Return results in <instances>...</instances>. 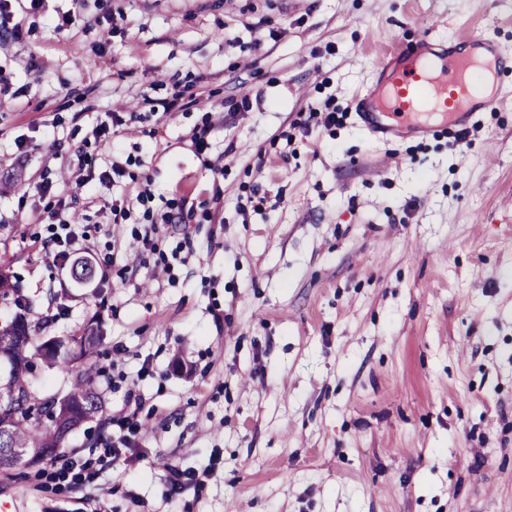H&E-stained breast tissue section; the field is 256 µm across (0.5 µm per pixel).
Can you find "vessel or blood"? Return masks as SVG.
I'll return each mask as SVG.
<instances>
[{
    "label": "vessel or blood",
    "instance_id": "obj_1",
    "mask_svg": "<svg viewBox=\"0 0 512 512\" xmlns=\"http://www.w3.org/2000/svg\"><path fill=\"white\" fill-rule=\"evenodd\" d=\"M509 65L512 54L481 32L387 49L373 88L356 97L354 110L362 126L385 141L426 135L432 114L464 131L478 113L504 100L493 78Z\"/></svg>",
    "mask_w": 512,
    "mask_h": 512
}]
</instances>
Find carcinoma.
Listing matches in <instances>:
<instances>
[{
    "mask_svg": "<svg viewBox=\"0 0 512 512\" xmlns=\"http://www.w3.org/2000/svg\"><path fill=\"white\" fill-rule=\"evenodd\" d=\"M0 282L11 290L7 302L21 310L31 308L24 289L11 280L7 265H0ZM19 334L27 336V342H16L14 336ZM70 340L77 350L59 338L40 335V329L32 327L21 315L0 325V362L10 365L9 384L16 392L14 406L0 413L1 422L10 420L9 431L3 437L4 447L14 448L16 453L0 458V471L35 466L57 457L65 448L67 434L80 424L81 416L93 417L102 411L100 392L88 368L74 375L61 398L42 382L46 369L88 362L95 354L99 337L90 330Z\"/></svg>",
    "mask_w": 512,
    "mask_h": 512,
    "instance_id": "1",
    "label": "carcinoma"
}]
</instances>
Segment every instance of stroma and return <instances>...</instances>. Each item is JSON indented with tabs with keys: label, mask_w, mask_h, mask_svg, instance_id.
<instances>
[{
	"label": "stroma",
	"mask_w": 512,
	"mask_h": 512,
	"mask_svg": "<svg viewBox=\"0 0 512 512\" xmlns=\"http://www.w3.org/2000/svg\"><path fill=\"white\" fill-rule=\"evenodd\" d=\"M71 24L56 29L59 14ZM0 44V262L47 333L94 329L103 411L53 462L0 472V512H512V67L467 138L358 123L381 48L489 34L512 0H12ZM197 101H172L183 88ZM157 105L149 110L144 98ZM336 123L305 126L309 112ZM54 264L35 182L109 157ZM211 127L204 149L194 131ZM62 149L52 152L53 142ZM149 181V205L135 202ZM131 196L113 223L105 200ZM188 197L179 224L162 215ZM160 226L156 254L136 235ZM107 266L76 282L71 264ZM139 400L123 459L112 416ZM207 471L172 492L167 465ZM120 114L122 113L104 112V117L97 119L96 125L92 131L95 140L101 142L104 147L108 148L113 158L109 170H104L98 175L99 185L107 189L110 188L113 183L117 182V179L123 178L127 173L123 164L118 160H114V156L119 148L114 142L112 143V128L126 125L127 121H131L135 116L131 113L129 118L126 119L125 116Z\"/></svg>",
	"instance_id": "stroma-1"
}]
</instances>
